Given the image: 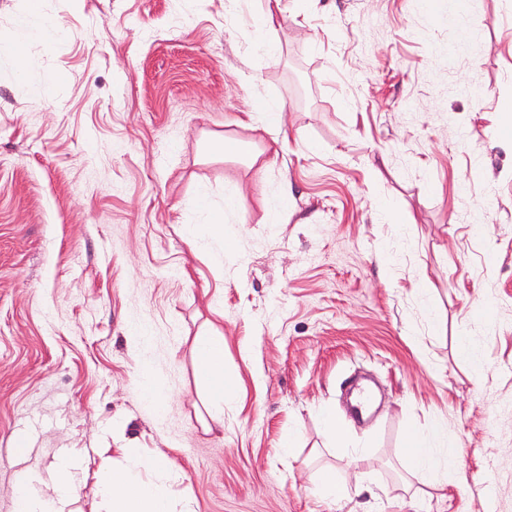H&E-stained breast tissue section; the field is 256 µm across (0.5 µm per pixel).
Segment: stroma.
<instances>
[{
    "instance_id": "obj_1",
    "label": "stroma",
    "mask_w": 512,
    "mask_h": 512,
    "mask_svg": "<svg viewBox=\"0 0 512 512\" xmlns=\"http://www.w3.org/2000/svg\"><path fill=\"white\" fill-rule=\"evenodd\" d=\"M262 6L40 0L65 34L20 73L27 2L0 0V512L65 456L90 512L123 447L195 512H512V0H281L266 31ZM414 424L448 427L447 497L402 488ZM325 466L361 495L320 497ZM240 123L255 131H262L268 134L271 137V143L268 145V149L277 152L278 148H283L286 143V137H281V127L274 128L270 121H266L258 114L254 115L251 112L245 113V118L241 119ZM194 351L202 374L223 391L224 337L219 334L200 337L195 341Z\"/></svg>"
}]
</instances>
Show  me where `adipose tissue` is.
Returning a JSON list of instances; mask_svg holds the SVG:
<instances>
[{"label": "adipose tissue", "mask_w": 512, "mask_h": 512, "mask_svg": "<svg viewBox=\"0 0 512 512\" xmlns=\"http://www.w3.org/2000/svg\"><path fill=\"white\" fill-rule=\"evenodd\" d=\"M195 357L202 374L216 387L224 385V338L212 334L196 340ZM405 451L413 471L435 474L434 489L447 488L448 477L439 476L440 462L434 454L433 437L421 428H410ZM165 457L158 453L138 455L129 467L100 481L97 496L106 512H176L170 497ZM75 476L68 462H61L47 495L31 494L26 488L16 492L14 512H64L72 502Z\"/></svg>", "instance_id": "obj_1"}]
</instances>
